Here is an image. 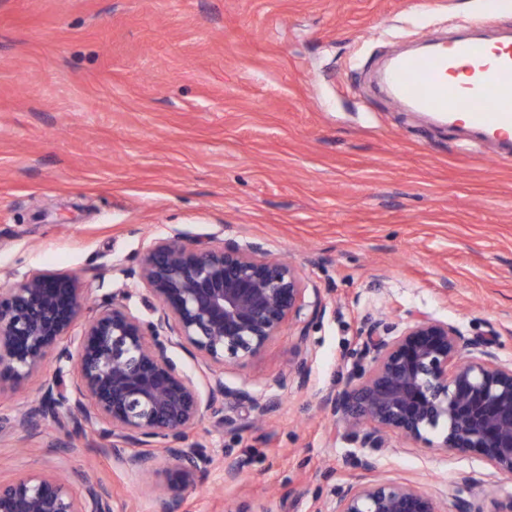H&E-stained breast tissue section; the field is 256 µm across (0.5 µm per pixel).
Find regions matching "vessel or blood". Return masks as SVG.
<instances>
[{"label": "vessel or blood", "instance_id": "1", "mask_svg": "<svg viewBox=\"0 0 512 512\" xmlns=\"http://www.w3.org/2000/svg\"><path fill=\"white\" fill-rule=\"evenodd\" d=\"M461 70L466 82H453ZM385 85L397 105L463 122L491 140H512L511 38L436 40L428 53L397 59Z\"/></svg>", "mask_w": 512, "mask_h": 512}]
</instances>
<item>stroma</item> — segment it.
I'll use <instances>...</instances> for the list:
<instances>
[{"instance_id":"35a3bbf8","label":"stroma","mask_w":512,"mask_h":512,"mask_svg":"<svg viewBox=\"0 0 512 512\" xmlns=\"http://www.w3.org/2000/svg\"><path fill=\"white\" fill-rule=\"evenodd\" d=\"M512 0H0V286L54 270L94 296L122 287L169 228L259 241L321 289L309 379L284 330L224 381L275 396L255 427L202 422L216 464L187 512H330L365 451L331 415L364 323L402 329L421 312L473 337L499 334L512 361V152L393 103L380 75L409 44ZM376 473L436 492L474 478L498 512L512 476L478 453L445 456L391 435ZM110 443L46 422L0 427V479L88 471L116 512H152L151 487L117 469ZM244 467L224 482V459Z\"/></svg>"}]
</instances>
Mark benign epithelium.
Returning <instances> with one entry per match:
<instances>
[{"label": "benign epithelium", "instance_id": "obj_1", "mask_svg": "<svg viewBox=\"0 0 512 512\" xmlns=\"http://www.w3.org/2000/svg\"><path fill=\"white\" fill-rule=\"evenodd\" d=\"M112 270L143 288L150 316L132 310L130 288L88 305L91 289L75 276L30 271L0 287V383L20 386L55 362V377L15 410L13 427L51 420L72 435L110 439L115 463L140 478L157 475L158 460L168 458L178 480L153 483L152 509L182 512L213 463L191 430L226 405H248L257 421L276 408L272 397L226 385L222 366L258 356L294 325L301 349L293 375L304 386L306 327L325 315L327 301L295 265L258 242L190 237L176 228L154 239L136 266ZM361 340L356 369L323 404L363 429V447L383 450L396 433L448 456L474 451L490 475L512 476V362L500 359L496 332L467 339L459 327L421 314L396 333L374 319ZM174 349L195 359L199 375L171 356ZM70 366L76 378L65 391L59 378ZM361 469L329 512H442L443 499L455 512H473L462 487L435 495L377 477L370 459ZM112 510L110 494L87 475L77 484L31 470L0 481V512Z\"/></svg>", "mask_w": 512, "mask_h": 512}]
</instances>
